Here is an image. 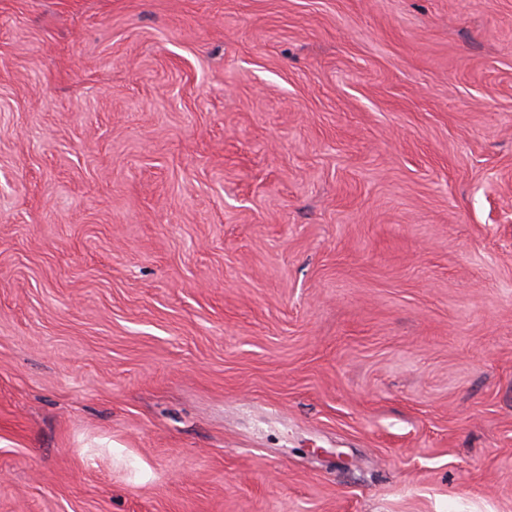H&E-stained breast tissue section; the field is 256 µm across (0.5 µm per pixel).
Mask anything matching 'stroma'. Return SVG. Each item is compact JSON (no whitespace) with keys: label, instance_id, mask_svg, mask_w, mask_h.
Returning <instances> with one entry per match:
<instances>
[{"label":"stroma","instance_id":"obj_1","mask_svg":"<svg viewBox=\"0 0 512 512\" xmlns=\"http://www.w3.org/2000/svg\"><path fill=\"white\" fill-rule=\"evenodd\" d=\"M0 512H512V0H0Z\"/></svg>","mask_w":512,"mask_h":512}]
</instances>
